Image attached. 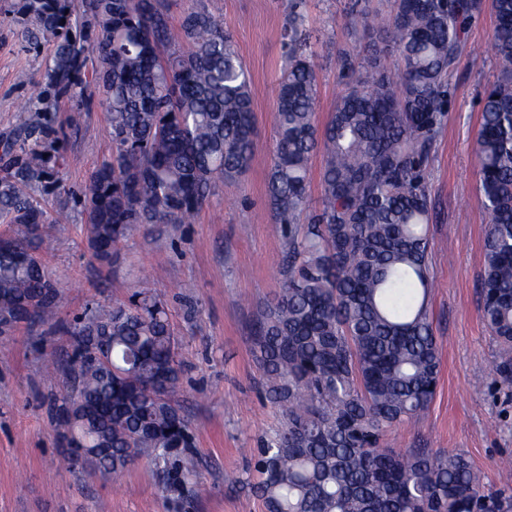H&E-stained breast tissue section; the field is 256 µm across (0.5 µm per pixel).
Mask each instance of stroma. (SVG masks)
Segmentation results:
<instances>
[{
	"mask_svg": "<svg viewBox=\"0 0 512 512\" xmlns=\"http://www.w3.org/2000/svg\"><path fill=\"white\" fill-rule=\"evenodd\" d=\"M318 75V122H326L345 90L339 54L365 53L367 37L354 17L379 0H298ZM173 24L199 9L220 20L249 71L256 136L248 170L217 184L192 223L133 233L111 264L87 248L83 206L73 194L112 156L111 129L98 104L74 112L61 101L57 120L69 121L62 185L35 197L47 211L67 206L43 257L62 287L60 316L71 320L86 303L125 301L151 282L169 309L179 341L183 381L177 402L195 427L199 474L207 493L179 507L158 487L152 466L132 465L117 482L70 468L47 413L49 380L42 354L65 356L69 338L36 325L0 336V512H265L246 486L261 439L279 413L259 387L253 338L283 287L287 238L267 196L275 149L278 80L286 59L288 0H163ZM46 54L22 50L12 25L0 21V137L27 115ZM497 76L491 55L463 53L448 75V115L428 164L431 239L428 310L441 358L436 394L420 421L392 429V448L459 452L488 482L500 480L512 457V386L495 374L502 350L483 323L480 279L488 217L477 198L476 132L480 98ZM194 285L191 296L182 283Z\"/></svg>",
	"mask_w": 512,
	"mask_h": 512,
	"instance_id": "35a3bbf8",
	"label": "stroma"
}]
</instances>
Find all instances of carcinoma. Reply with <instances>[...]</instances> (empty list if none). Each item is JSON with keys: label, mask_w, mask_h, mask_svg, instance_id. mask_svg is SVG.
Instances as JSON below:
<instances>
[{"label": "carcinoma", "mask_w": 512, "mask_h": 512, "mask_svg": "<svg viewBox=\"0 0 512 512\" xmlns=\"http://www.w3.org/2000/svg\"><path fill=\"white\" fill-rule=\"evenodd\" d=\"M484 52L498 70L480 100L478 197L483 240L481 318L512 349V0H493ZM484 0H392L366 13L401 65L341 53L347 80L324 125L317 72L300 17L288 30V67L276 96L268 194L288 226V280L255 336L262 390L281 419L255 458L249 491L265 512H512V485L484 482L461 453L384 446L433 399L441 360L429 318L427 164L447 111L448 73ZM4 19L21 47L50 43L29 117L0 141V335L56 316L61 290L41 252L64 224L32 195L60 184L66 98L107 113L112 157L82 192L92 256L154 224H186L213 186L248 167L251 80L229 35L206 11L171 26L162 0H14ZM98 67L86 78L87 54ZM322 151V195L309 207V162ZM307 215L305 223L300 217ZM72 351L51 362L70 388L48 399L61 437L88 426L107 445L98 471L138 459L181 502L198 499L196 439L175 395L180 382L168 308L142 284L125 303L98 302L63 324Z\"/></svg>", "instance_id": "carcinoma-1"}]
</instances>
